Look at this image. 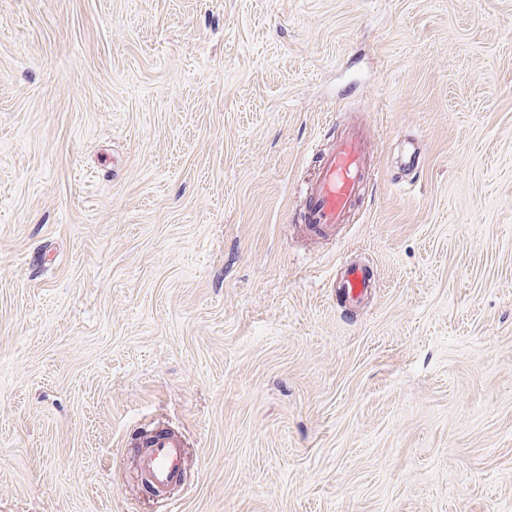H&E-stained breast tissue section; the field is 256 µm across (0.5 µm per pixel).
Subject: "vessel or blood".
Segmentation results:
<instances>
[{
    "label": "vessel or blood",
    "instance_id": "vessel-or-blood-1",
    "mask_svg": "<svg viewBox=\"0 0 512 512\" xmlns=\"http://www.w3.org/2000/svg\"><path fill=\"white\" fill-rule=\"evenodd\" d=\"M367 127L364 121L352 125L323 154L314 179L303 191L302 221L307 235L333 237L337 225L347 223L367 186L372 183ZM370 286L366 270L360 265L349 264L345 266L336 289L345 302L353 304L362 300ZM185 461L182 436L159 428L150 434L137 459V477L148 488L163 494L181 480Z\"/></svg>",
    "mask_w": 512,
    "mask_h": 512
}]
</instances>
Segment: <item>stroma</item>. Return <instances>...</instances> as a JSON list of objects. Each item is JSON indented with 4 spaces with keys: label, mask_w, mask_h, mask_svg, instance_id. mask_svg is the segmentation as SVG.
<instances>
[{
    "label": "stroma",
    "mask_w": 512,
    "mask_h": 512,
    "mask_svg": "<svg viewBox=\"0 0 512 512\" xmlns=\"http://www.w3.org/2000/svg\"><path fill=\"white\" fill-rule=\"evenodd\" d=\"M0 512H512V0H0ZM368 125L367 117L352 125L322 155L314 179L303 191L302 221L307 235L333 237L336 225L347 223L367 186L375 182L368 163ZM370 287L368 273L358 264L345 265L341 279L337 285L334 284L340 297L349 304L361 301ZM185 442L177 432L158 428L137 459V478L159 495L177 484L184 473Z\"/></svg>",
    "instance_id": "obj_1"
}]
</instances>
